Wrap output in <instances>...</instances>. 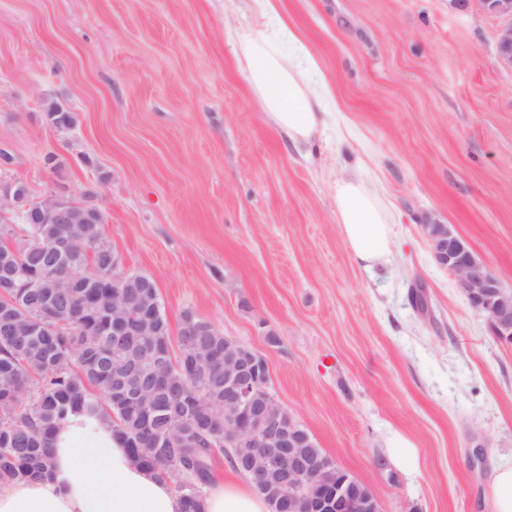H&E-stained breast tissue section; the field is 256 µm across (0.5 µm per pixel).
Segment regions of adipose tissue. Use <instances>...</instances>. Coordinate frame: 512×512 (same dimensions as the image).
Listing matches in <instances>:
<instances>
[{
  "label": "adipose tissue",
  "instance_id": "ef3b65f1",
  "mask_svg": "<svg viewBox=\"0 0 512 512\" xmlns=\"http://www.w3.org/2000/svg\"><path fill=\"white\" fill-rule=\"evenodd\" d=\"M247 79L268 124L293 144L310 142L324 122L327 89L310 85L280 54L266 30L240 42ZM336 222L354 258L372 268L391 261L389 209L359 175L336 184ZM47 478L0 480V512H182L172 484L133 463L110 421L72 416L56 428ZM201 512H270L250 481L218 482L205 493Z\"/></svg>",
  "mask_w": 512,
  "mask_h": 512
}]
</instances>
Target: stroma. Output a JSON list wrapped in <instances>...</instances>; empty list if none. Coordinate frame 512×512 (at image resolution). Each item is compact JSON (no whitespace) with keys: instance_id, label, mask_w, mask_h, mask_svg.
Wrapping results in <instances>:
<instances>
[{"instance_id":"stroma-1","label":"stroma","mask_w":512,"mask_h":512,"mask_svg":"<svg viewBox=\"0 0 512 512\" xmlns=\"http://www.w3.org/2000/svg\"><path fill=\"white\" fill-rule=\"evenodd\" d=\"M280 17L277 44L328 88L299 148L246 78L250 0H0V181L97 205L171 326L190 311L260 353L276 400L381 512H492L512 468V345L423 227L455 225L512 291L498 21L460 0H281ZM50 100L74 130L50 125ZM355 171L393 215L384 267L358 263L336 222Z\"/></svg>"}]
</instances>
